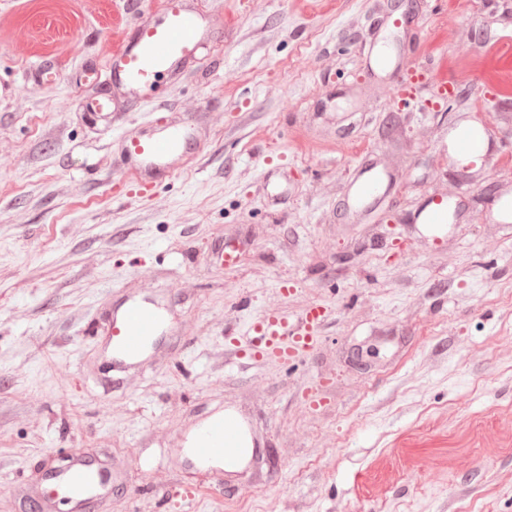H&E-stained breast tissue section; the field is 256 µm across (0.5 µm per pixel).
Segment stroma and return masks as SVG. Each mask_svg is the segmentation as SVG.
<instances>
[{
  "label": "stroma",
  "instance_id": "obj_1",
  "mask_svg": "<svg viewBox=\"0 0 512 512\" xmlns=\"http://www.w3.org/2000/svg\"><path fill=\"white\" fill-rule=\"evenodd\" d=\"M160 2L0 0V512L74 456L112 470L94 512H512V0H402L397 28L376 0H192L207 50L132 103L110 50ZM372 41L424 68L408 101L371 78ZM104 95L108 129L85 109ZM200 113L194 160L133 188L125 133ZM483 123L492 195L443 143ZM367 152L396 183L357 215ZM434 194L463 203L436 240L415 222ZM130 294L167 322L123 372L103 320ZM314 304V347L235 357L229 337ZM230 409L259 455L216 482L185 448Z\"/></svg>",
  "mask_w": 512,
  "mask_h": 512
}]
</instances>
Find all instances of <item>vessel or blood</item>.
I'll use <instances>...</instances> for the list:
<instances>
[{"label":"vessel or blood","mask_w":512,"mask_h":512,"mask_svg":"<svg viewBox=\"0 0 512 512\" xmlns=\"http://www.w3.org/2000/svg\"><path fill=\"white\" fill-rule=\"evenodd\" d=\"M208 25L190 0H162L158 17L145 19L133 35L124 37L112 49L110 75L115 86L133 101L153 98L164 81L176 77L190 62L196 60L208 46ZM197 123L162 122L141 128L124 139L127 170L144 181L172 172L174 162L190 146ZM451 151L466 159L468 169H482L497 154L493 134L488 129L453 138ZM356 199L384 194V184L376 177H354L350 186ZM453 201L440 195L425 206L422 223L436 227L452 220ZM327 311L314 305L308 308L296 327H289L287 318L269 316L254 322L251 334L232 339L237 358H291L293 350L313 347L316 332ZM163 323V312L156 304L136 300L120 314L114 315L109 334L112 348L125 364L139 361L148 340L157 335ZM246 440L244 420L227 412L209 421L198 431L192 452L201 460H223L225 468H234L240 459ZM49 486L60 487L64 498L70 499L74 512H81L84 500L92 495H104L108 480L100 471L81 461H74L62 472L49 477Z\"/></svg>","instance_id":"1"}]
</instances>
